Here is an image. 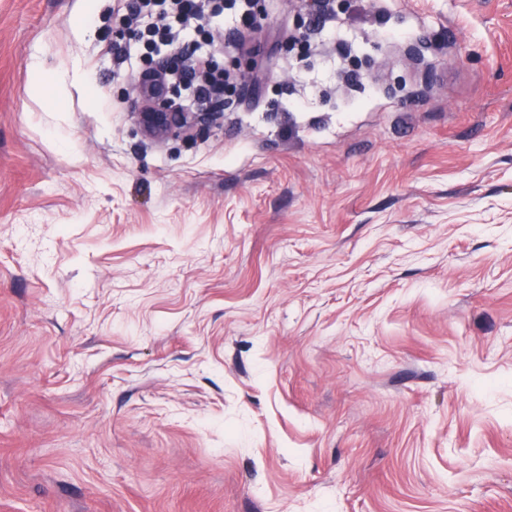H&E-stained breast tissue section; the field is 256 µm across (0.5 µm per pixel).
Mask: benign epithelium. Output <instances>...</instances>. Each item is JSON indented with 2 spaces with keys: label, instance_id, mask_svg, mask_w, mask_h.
I'll return each instance as SVG.
<instances>
[{
  "label": "benign epithelium",
  "instance_id": "obj_1",
  "mask_svg": "<svg viewBox=\"0 0 512 512\" xmlns=\"http://www.w3.org/2000/svg\"><path fill=\"white\" fill-rule=\"evenodd\" d=\"M184 65L183 54L175 51L156 60L151 73L139 71L128 79L130 116L142 138L164 144L171 139L195 137L224 117V94L211 93L188 109L166 88V78Z\"/></svg>",
  "mask_w": 512,
  "mask_h": 512
}]
</instances>
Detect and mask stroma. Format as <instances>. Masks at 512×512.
I'll return each mask as SVG.
<instances>
[{
  "label": "stroma",
  "instance_id": "1",
  "mask_svg": "<svg viewBox=\"0 0 512 512\" xmlns=\"http://www.w3.org/2000/svg\"><path fill=\"white\" fill-rule=\"evenodd\" d=\"M121 8L0 0V512H512V0H260L162 145ZM186 64L182 53L170 52L155 61L150 74L139 71L127 82L130 116L145 140L164 144L171 139L195 137L224 118L223 93H210L193 109L179 103L166 78Z\"/></svg>",
  "mask_w": 512,
  "mask_h": 512
}]
</instances>
